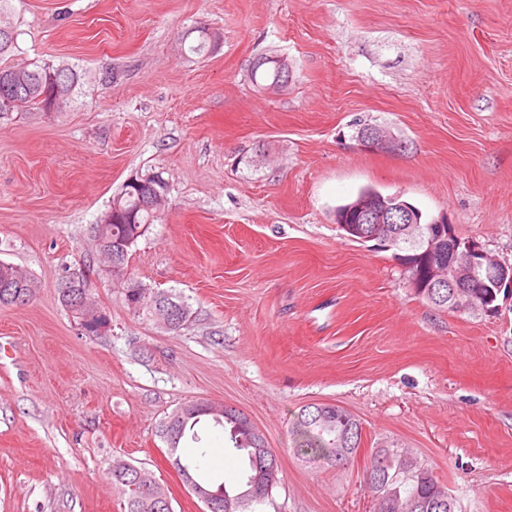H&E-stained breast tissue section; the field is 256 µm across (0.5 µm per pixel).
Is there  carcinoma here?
I'll use <instances>...</instances> for the list:
<instances>
[{
	"instance_id": "1",
	"label": "carcinoma",
	"mask_w": 512,
	"mask_h": 512,
	"mask_svg": "<svg viewBox=\"0 0 512 512\" xmlns=\"http://www.w3.org/2000/svg\"><path fill=\"white\" fill-rule=\"evenodd\" d=\"M267 64L269 59L263 58L252 67V79L260 87L276 78V73ZM52 74L60 82L57 94L60 101L56 104L59 111L67 105L79 82L80 75L75 66L64 63L57 66L35 63L31 68L0 66V78L20 75L27 83L12 106L7 107L0 100V112L6 114L26 107L47 110V99L43 95ZM112 207L119 208L121 214L113 217L110 224L94 225L92 240L100 254L113 253L118 257L120 269L113 278L126 276L134 285L138 280L128 273L129 254L159 215L157 210L142 206L139 190L129 184L122 186L113 197ZM392 247L404 252L406 261L413 263L422 252V243L408 239L404 233L398 235ZM36 288L37 283L27 273L0 263V306L25 305L33 298ZM415 293L437 309H452L448 299L430 293L420 279L416 280ZM150 300L151 296L134 288L123 294L127 307L152 318L154 314L148 306ZM172 300L180 304L182 312L171 319L168 330L178 333L187 326L190 309L181 296L174 294ZM207 419L223 427L232 447L247 458L245 480L233 490L223 482L215 486L209 480L193 475L191 466L178 455L185 437H190L196 444L202 442L198 426ZM290 434L298 455L321 460L330 467L353 461L362 440L358 421L333 405H314L301 410L292 423ZM159 437L180 475L216 494V497L203 501L206 512H256V506L271 500L278 483L277 453L267 442L258 440L255 426L243 414L226 409L224 415L217 418L207 413L201 404L189 410L182 405L161 422ZM111 479L125 498L124 512H172L167 490L145 469L117 460L112 464ZM365 483L372 493L374 512H458L457 501L432 468L403 448L373 449L365 466Z\"/></svg>"
}]
</instances>
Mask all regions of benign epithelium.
<instances>
[{
	"label": "benign epithelium",
	"mask_w": 512,
	"mask_h": 512,
	"mask_svg": "<svg viewBox=\"0 0 512 512\" xmlns=\"http://www.w3.org/2000/svg\"><path fill=\"white\" fill-rule=\"evenodd\" d=\"M369 131L358 138V145L367 151L397 152L403 142L386 129L368 125ZM350 214L359 216L355 224H347L348 232L364 240L383 243L391 237L390 225L406 224L408 234H422L424 251L420 269L424 283L432 288H448V298L460 311L492 313L497 308L480 304L465 298V289L480 283L485 274L498 291L512 296V265L494 258L475 240L461 239L456 234L448 217L441 216L426 224L422 214L399 194L387 197L360 196L347 209ZM80 305L84 310L81 320L83 331L96 336L110 328V320L102 309L87 294H82Z\"/></svg>",
	"instance_id": "7a95c632"
}]
</instances>
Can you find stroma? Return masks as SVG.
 <instances>
[{
    "label": "stroma",
    "instance_id": "1",
    "mask_svg": "<svg viewBox=\"0 0 512 512\" xmlns=\"http://www.w3.org/2000/svg\"><path fill=\"white\" fill-rule=\"evenodd\" d=\"M7 66L76 65L62 111L0 118V263L38 283L0 307V512H123V459L204 512L159 423L190 400L247 414L279 459L259 512H373V449L432 466L461 512H512V298L440 311L394 250L348 239L334 209L366 186L512 265V0H13ZM218 36L204 57L184 33ZM263 56L288 85L258 88ZM404 148L371 152L359 122ZM160 175L161 218L128 270L191 307L172 333L126 307L90 230L129 178ZM92 270L111 328L86 335L58 283ZM329 403L361 423L354 462L297 455L288 429ZM180 454L227 487L222 429ZM224 448L223 465L208 449Z\"/></svg>",
    "mask_w": 512,
    "mask_h": 512
}]
</instances>
